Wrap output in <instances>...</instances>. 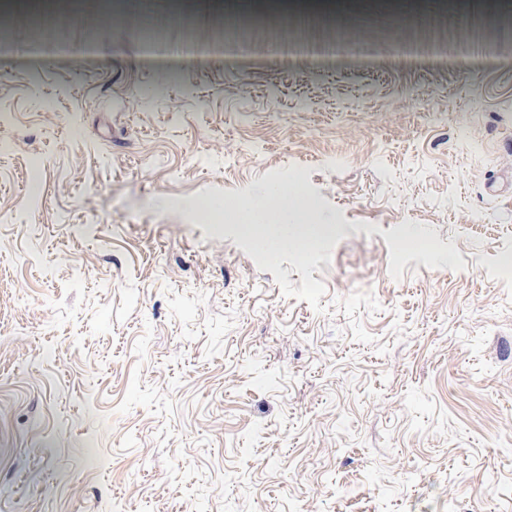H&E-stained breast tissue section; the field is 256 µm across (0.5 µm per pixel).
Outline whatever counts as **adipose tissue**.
<instances>
[{
    "label": "adipose tissue",
    "mask_w": 512,
    "mask_h": 512,
    "mask_svg": "<svg viewBox=\"0 0 512 512\" xmlns=\"http://www.w3.org/2000/svg\"><path fill=\"white\" fill-rule=\"evenodd\" d=\"M290 190L284 188L275 189L271 196H261L254 199L246 213V231L255 234L259 241L270 239L287 243L293 240L299 246L308 248L316 246L323 237L322 225H311L306 234H299L295 225L288 220V199Z\"/></svg>",
    "instance_id": "obj_1"
}]
</instances>
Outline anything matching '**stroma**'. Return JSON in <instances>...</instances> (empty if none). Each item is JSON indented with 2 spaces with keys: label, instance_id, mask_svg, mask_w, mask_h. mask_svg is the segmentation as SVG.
I'll return each mask as SVG.
<instances>
[{
  "label": "stroma",
  "instance_id": "stroma-1",
  "mask_svg": "<svg viewBox=\"0 0 512 512\" xmlns=\"http://www.w3.org/2000/svg\"><path fill=\"white\" fill-rule=\"evenodd\" d=\"M55 10L0 12V512H512V0L277 56ZM279 186L327 232L271 259ZM294 193L292 189L276 188L269 196L254 199L245 214L248 224H243L246 231L255 234L262 245L269 239H276L280 244H288V239L297 241L300 247L312 248L323 238L325 228L321 224H313L305 235H300L295 224L288 221V199ZM276 199L278 207L272 209L270 203ZM278 242H269L263 248L270 254L280 250Z\"/></svg>",
  "mask_w": 512,
  "mask_h": 512
}]
</instances>
